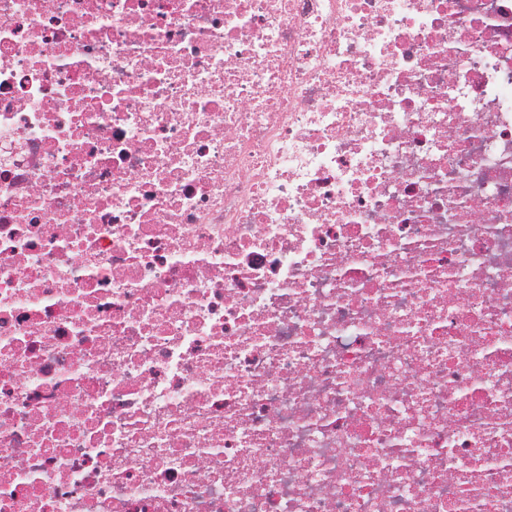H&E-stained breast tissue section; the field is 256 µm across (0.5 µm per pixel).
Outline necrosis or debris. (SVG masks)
Listing matches in <instances>:
<instances>
[{"label": "necrosis or debris", "instance_id": "obj_1", "mask_svg": "<svg viewBox=\"0 0 512 512\" xmlns=\"http://www.w3.org/2000/svg\"><path fill=\"white\" fill-rule=\"evenodd\" d=\"M0 512H512V0H0Z\"/></svg>", "mask_w": 512, "mask_h": 512}]
</instances>
